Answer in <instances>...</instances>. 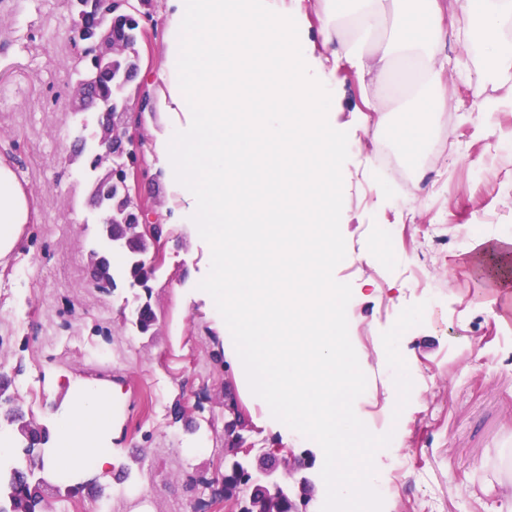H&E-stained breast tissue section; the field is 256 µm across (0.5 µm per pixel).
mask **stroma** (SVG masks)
<instances>
[{
    "label": "stroma",
    "mask_w": 512,
    "mask_h": 512,
    "mask_svg": "<svg viewBox=\"0 0 512 512\" xmlns=\"http://www.w3.org/2000/svg\"><path fill=\"white\" fill-rule=\"evenodd\" d=\"M68 0H0V159L8 161L27 193L30 220L20 244L0 269V330L13 343L0 351V367L32 380L36 397L21 399L27 416L53 428L59 415L46 375L122 384L127 398L115 409L119 459L104 488L121 480L128 489L112 512H213L212 492L184 494L174 481L180 468L211 479L224 465V390L232 388L246 412L254 454L278 448L314 456L306 475L322 485L321 447L271 415L252 394L244 368L221 352L217 323L201 299L199 282L211 249L195 225H177L152 283L158 317L142 336L123 317L136 304L133 289L95 288L86 260L99 216L87 202L68 154L73 122L65 110L69 82L56 76L73 60ZM328 120L348 134L342 167L340 228L346 256L334 270L350 284V336L367 376V397L354 411L366 419L367 402L395 411L398 442L378 450L376 473L384 486L383 512H421L426 493L443 499V512H512V285L498 286L470 263L486 237L512 239V85L497 76L448 80V109L419 163L425 178L401 184L375 162L387 129L364 116V90L355 72L337 65L330 76ZM162 157L147 152L134 174L150 204L165 208L170 187L158 173ZM442 224L451 243L429 254L430 292L412 285L406 262L428 225ZM78 336L84 349L49 361L32 347ZM90 348L116 353L104 367ZM409 371L407 388L394 384ZM422 465L427 487L414 486Z\"/></svg>",
    "instance_id": "1"
}]
</instances>
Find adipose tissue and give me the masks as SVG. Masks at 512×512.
Wrapping results in <instances>:
<instances>
[{"instance_id":"obj_1","label":"adipose tissue","mask_w":512,"mask_h":512,"mask_svg":"<svg viewBox=\"0 0 512 512\" xmlns=\"http://www.w3.org/2000/svg\"><path fill=\"white\" fill-rule=\"evenodd\" d=\"M352 7L342 11L341 0H316L318 36L323 46L341 48L342 59L361 76L370 96L365 105L384 124L389 110L383 93L384 80L395 67L411 76L407 118L397 135L406 149L417 150L426 138L432 117L446 111L447 73L468 80L472 77L465 56L448 58L443 52L447 38L465 42L460 29H449L440 0H350ZM461 14L479 12L489 38L485 57L489 72L512 73V41L500 39L504 25L512 23V0H456ZM401 15L397 34L385 41L374 40L388 13ZM29 205L15 171L0 161V259L17 248ZM93 380L70 381L65 410L57 423L58 449L46 459L53 471L80 475L86 465L96 474L109 473L116 462L112 448L89 443L88 427L105 417L109 405L98 396Z\"/></svg>"}]
</instances>
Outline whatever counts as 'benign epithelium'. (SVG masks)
I'll use <instances>...</instances> for the list:
<instances>
[{
  "label": "benign epithelium",
  "instance_id": "obj_1",
  "mask_svg": "<svg viewBox=\"0 0 512 512\" xmlns=\"http://www.w3.org/2000/svg\"><path fill=\"white\" fill-rule=\"evenodd\" d=\"M125 3L127 0H72L70 26L73 41L85 43L78 57L91 60L90 67L71 77L74 95L69 109L73 115L82 116L83 127L91 128L86 142L92 144L98 158L96 166L83 170L88 203L100 216L98 246L88 253V270L95 287L114 290L117 281L102 268L106 255L127 251L137 262L153 267L162 261L165 244L160 231L162 213L132 192L129 184L135 167L132 154L139 148L143 113L151 99L147 83L139 79L142 60L138 43L145 27L138 17L118 14V7ZM90 13L99 19L93 29L85 24ZM103 67L112 70L110 96L98 91V72ZM227 409L232 418L224 421L225 460L255 468L264 479L259 484L244 479L234 494L228 482L217 479L215 494L237 512H278L285 503L288 512H307L315 485L298 474L313 467L314 457H281L273 451L252 461L236 401H229Z\"/></svg>",
  "mask_w": 512,
  "mask_h": 512
}]
</instances>
